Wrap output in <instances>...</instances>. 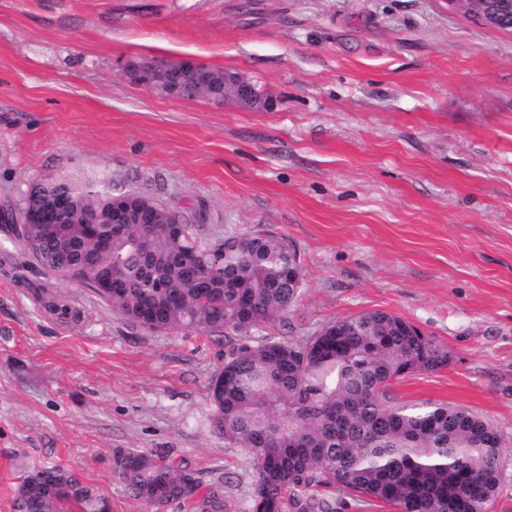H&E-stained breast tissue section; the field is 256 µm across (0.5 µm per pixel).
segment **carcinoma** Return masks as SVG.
<instances>
[{"label":"carcinoma","mask_w":512,"mask_h":512,"mask_svg":"<svg viewBox=\"0 0 512 512\" xmlns=\"http://www.w3.org/2000/svg\"><path fill=\"white\" fill-rule=\"evenodd\" d=\"M66 191L74 206L51 220L56 230L26 231L41 243L46 269L68 246L81 285L91 289L112 270L119 286L107 304L127 322L224 338V388L209 392L210 422L252 458V512H336L337 491L395 512H487L499 483L495 427L461 407L391 395L395 381L447 367V344L383 310L339 318L310 336L255 338L266 325L288 326L302 296L304 275L291 276L299 252L288 239L257 229L213 241L178 209L175 223L113 225L112 247L103 248L84 226L111 205L105 188L43 178L24 202ZM113 469L154 512L175 502L223 512L219 491L203 490L197 471L167 450H118ZM16 501L18 512H109L94 487L60 466L41 469L37 483L24 477Z\"/></svg>","instance_id":"cac0c4a2"}]
</instances>
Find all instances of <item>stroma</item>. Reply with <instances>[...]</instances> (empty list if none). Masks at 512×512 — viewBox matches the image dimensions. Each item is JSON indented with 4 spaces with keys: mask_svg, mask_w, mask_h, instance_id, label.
Wrapping results in <instances>:
<instances>
[{
    "mask_svg": "<svg viewBox=\"0 0 512 512\" xmlns=\"http://www.w3.org/2000/svg\"><path fill=\"white\" fill-rule=\"evenodd\" d=\"M141 57L235 72L272 106L168 97L127 77ZM44 176L288 238L304 293L265 335L382 309L442 340L450 365L395 400L491 422L489 512H512V32L444 0H0V213ZM223 363V339L132 326L0 231V512L54 465L147 512L113 453L158 448L251 512V459L208 422Z\"/></svg>",
    "mask_w": 512,
    "mask_h": 512,
    "instance_id": "stroma-1",
    "label": "stroma"
}]
</instances>
